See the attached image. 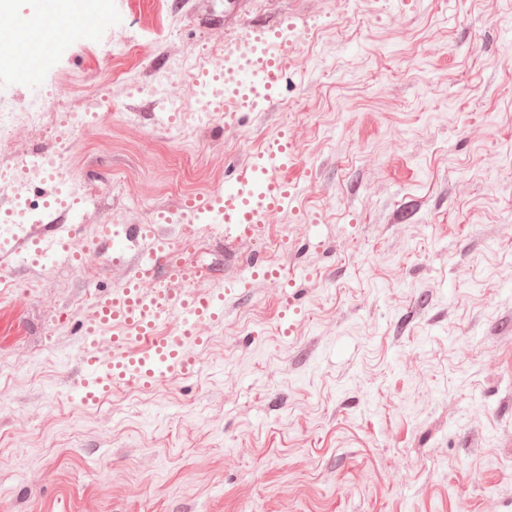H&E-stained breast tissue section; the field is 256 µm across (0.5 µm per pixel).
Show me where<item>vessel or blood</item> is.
Here are the masks:
<instances>
[{"label": "vessel or blood", "mask_w": 512, "mask_h": 512, "mask_svg": "<svg viewBox=\"0 0 512 512\" xmlns=\"http://www.w3.org/2000/svg\"><path fill=\"white\" fill-rule=\"evenodd\" d=\"M82 32L81 25H62L58 0H38L36 10L14 11L11 24L0 28V75L19 83L29 76L22 59L10 51L11 40H24L41 60L50 61L66 55ZM285 51L280 32L256 25L244 38L225 43L223 69L198 70L191 82L204 93L212 84L223 83L224 96L212 101V112H256L283 80ZM291 148L287 133L279 132L251 164L236 170L223 190L188 197L176 210L159 212L157 222L196 224L205 217L240 234L251 225L266 223L270 214L294 204V190L279 175L288 164ZM84 208V200L75 195L56 200L54 209L64 214V221L52 225L50 233L28 234L1 247L0 270L17 263L48 268L87 256L114 257L111 225H98L93 237H81ZM125 238L138 246L131 273L101 295L95 312L79 329L83 338L80 394L86 404L97 403L117 386L145 388L186 375L203 342L199 328L224 318L222 297L191 291L189 271L175 258L172 243L156 234L152 225H128ZM103 335L111 337L116 350L108 361L95 350Z\"/></svg>", "instance_id": "1"}]
</instances>
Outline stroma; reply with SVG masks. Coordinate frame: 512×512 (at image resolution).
Segmentation results:
<instances>
[{"mask_svg":"<svg viewBox=\"0 0 512 512\" xmlns=\"http://www.w3.org/2000/svg\"><path fill=\"white\" fill-rule=\"evenodd\" d=\"M107 0L109 30L35 67L33 87L110 104L66 156L100 224H147L223 187L280 131L294 209L282 250L200 228L179 256L224 322L190 373L82 378L79 297L127 264L16 267L0 303V512H512V0ZM288 19V82L265 111L173 133L130 86L224 37ZM146 45L112 73L111 33ZM286 281L248 278L253 260Z\"/></svg>","mask_w":512,"mask_h":512,"instance_id":"obj_1","label":"stroma"}]
</instances>
